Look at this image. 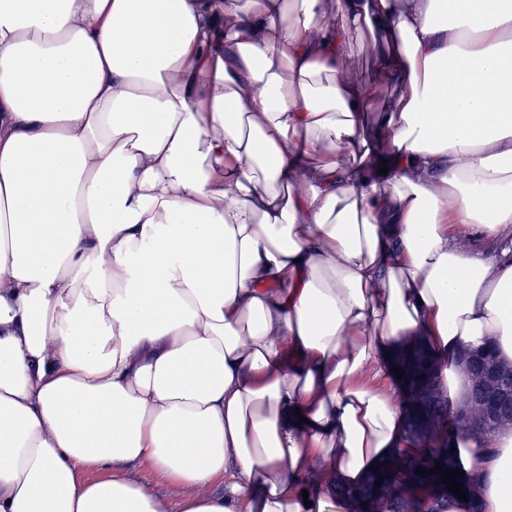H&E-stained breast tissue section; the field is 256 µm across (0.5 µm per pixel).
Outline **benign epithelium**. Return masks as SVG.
Here are the masks:
<instances>
[{"label": "benign epithelium", "instance_id": "obj_1", "mask_svg": "<svg viewBox=\"0 0 512 512\" xmlns=\"http://www.w3.org/2000/svg\"><path fill=\"white\" fill-rule=\"evenodd\" d=\"M460 369L473 379L476 388L474 400L456 411L460 421L468 425L474 421H484L497 428L512 427V411L508 409L512 401V369L491 363L490 354L476 356L471 352L463 355ZM412 403L424 407L442 397L441 391L428 383H419L409 390ZM419 430L432 439L438 438L444 429L443 418L437 414L424 413L417 419ZM356 512H387L385 494L375 492L360 504Z\"/></svg>", "mask_w": 512, "mask_h": 512}]
</instances>
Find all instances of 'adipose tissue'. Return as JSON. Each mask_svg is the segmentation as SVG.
Returning <instances> with one entry per match:
<instances>
[{
    "label": "adipose tissue",
    "instance_id": "ef3b65f1",
    "mask_svg": "<svg viewBox=\"0 0 512 512\" xmlns=\"http://www.w3.org/2000/svg\"><path fill=\"white\" fill-rule=\"evenodd\" d=\"M420 340L512 364V0H0V512H348ZM351 41V61L357 66V74L362 80L361 82L367 85H376V91L378 94V105L388 99L393 91L385 84H381L375 81V74L372 69L371 62H373V50L372 41L366 35L352 34L350 36ZM134 475L157 496L167 501L170 507H175V503L186 492L185 489L176 487L158 475H156L147 465H141L133 470Z\"/></svg>",
    "mask_w": 512,
    "mask_h": 512
}]
</instances>
